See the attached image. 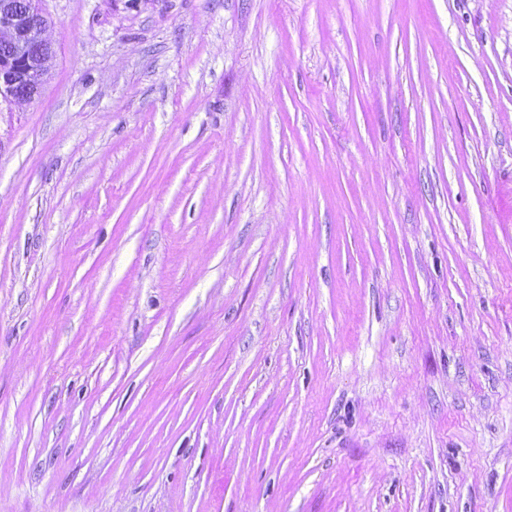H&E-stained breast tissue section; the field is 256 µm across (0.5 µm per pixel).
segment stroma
I'll return each mask as SVG.
<instances>
[{
	"label": "stroma",
	"instance_id": "35a3bbf8",
	"mask_svg": "<svg viewBox=\"0 0 512 512\" xmlns=\"http://www.w3.org/2000/svg\"><path fill=\"white\" fill-rule=\"evenodd\" d=\"M38 7L0 512H512V0Z\"/></svg>",
	"mask_w": 512,
	"mask_h": 512
}]
</instances>
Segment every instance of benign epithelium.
Returning a JSON list of instances; mask_svg holds the SVG:
<instances>
[{"instance_id": "7a95c632", "label": "benign epithelium", "mask_w": 512, "mask_h": 512, "mask_svg": "<svg viewBox=\"0 0 512 512\" xmlns=\"http://www.w3.org/2000/svg\"><path fill=\"white\" fill-rule=\"evenodd\" d=\"M39 0H0V97L15 103L34 98L52 49Z\"/></svg>"}]
</instances>
